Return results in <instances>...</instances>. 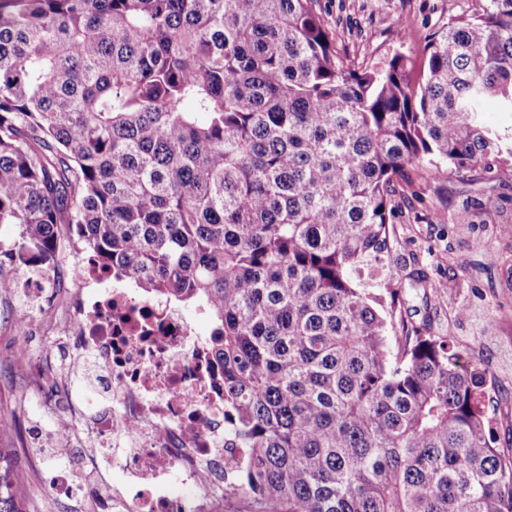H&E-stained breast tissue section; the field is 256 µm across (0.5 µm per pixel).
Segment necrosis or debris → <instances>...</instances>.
Returning <instances> with one entry per match:
<instances>
[{"mask_svg": "<svg viewBox=\"0 0 512 512\" xmlns=\"http://www.w3.org/2000/svg\"><path fill=\"white\" fill-rule=\"evenodd\" d=\"M69 335L61 350L87 363L109 396L90 420L87 460L113 459L96 492L105 512H224L237 456L224 424V384L207 339L161 296L111 284L94 263L73 266ZM96 289L86 299V289ZM191 483L172 496L171 481Z\"/></svg>", "mask_w": 512, "mask_h": 512, "instance_id": "obj_1", "label": "necrosis or debris"}]
</instances>
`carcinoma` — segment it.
<instances>
[{
    "instance_id": "cac0c4a2",
    "label": "carcinoma",
    "mask_w": 512,
    "mask_h": 512,
    "mask_svg": "<svg viewBox=\"0 0 512 512\" xmlns=\"http://www.w3.org/2000/svg\"><path fill=\"white\" fill-rule=\"evenodd\" d=\"M512 0L341 55L316 0H0L5 262L64 229L211 319L250 512H512L485 372L395 323V178L512 174ZM24 484L0 448V512Z\"/></svg>"
}]
</instances>
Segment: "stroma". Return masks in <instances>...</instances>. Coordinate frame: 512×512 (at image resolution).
<instances>
[{"instance_id": "1", "label": "stroma", "mask_w": 512, "mask_h": 512, "mask_svg": "<svg viewBox=\"0 0 512 512\" xmlns=\"http://www.w3.org/2000/svg\"><path fill=\"white\" fill-rule=\"evenodd\" d=\"M478 0H318L317 8L340 52L356 61L394 52L420 54L425 39L448 18L478 9ZM487 199L471 223L456 224L463 199ZM395 216L390 230V265L395 286L404 290L397 314L422 334L448 339L466 361L486 372V413L498 444L512 447V179L495 180L482 167L434 179L412 176L394 183ZM69 267L52 271L50 288L28 326L15 311L27 306L22 294L0 295V414L12 430L0 448L12 453L26 483L25 512H96L94 481L86 479L75 499L51 488L53 468L80 467L86 450L83 418L71 421L69 441L55 439L64 402L80 396L89 382L78 366L62 367L53 343L65 337L58 318L72 288ZM467 307L468 317L458 315ZM50 375L52 394L32 392L33 368Z\"/></svg>"}]
</instances>
